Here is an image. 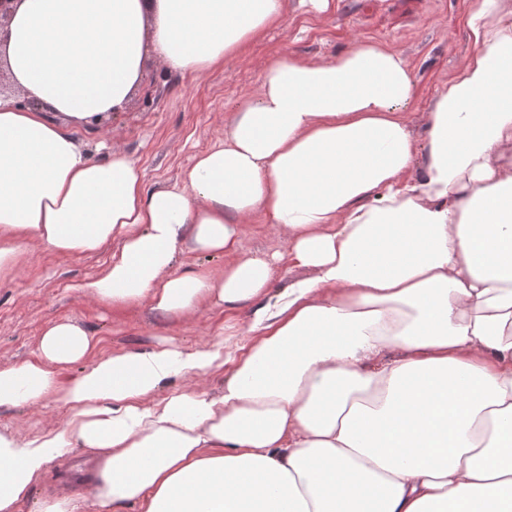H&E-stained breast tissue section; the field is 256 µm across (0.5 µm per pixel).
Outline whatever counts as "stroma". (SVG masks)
Segmentation results:
<instances>
[{
  "label": "stroma",
  "instance_id": "1",
  "mask_svg": "<svg viewBox=\"0 0 512 512\" xmlns=\"http://www.w3.org/2000/svg\"><path fill=\"white\" fill-rule=\"evenodd\" d=\"M469 8L470 0H331L327 12L317 13L306 0H288L281 24L203 74L171 72L149 58L142 85L124 108L99 131L80 130L76 136L89 153L104 144L125 154L140 168L146 188L172 187L181 184L196 154L223 141L238 104L259 89L270 58L322 62L353 41L366 40L397 51L412 70L415 98L406 118L421 140L432 99L474 50L466 26ZM238 254L274 258L273 296L307 274L291 262L287 235L258 220L241 225ZM108 256L105 250L63 256L34 241L24 244L17 264L0 273V369L34 358L43 331L69 321L96 336L104 355L159 347L221 351L225 366L203 377L179 375L166 385L170 391H220L229 361L253 338L252 306L208 304L181 318L147 303L113 312L72 288L73 282L97 275ZM68 415V407L60 404L0 408V431L32 438L61 426ZM80 461L76 448L55 461L34 484L22 512H37L40 500L61 486L79 501L80 512H93L79 477L69 473Z\"/></svg>",
  "mask_w": 512,
  "mask_h": 512
}]
</instances>
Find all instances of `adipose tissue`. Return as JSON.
<instances>
[{"mask_svg":"<svg viewBox=\"0 0 512 512\" xmlns=\"http://www.w3.org/2000/svg\"><path fill=\"white\" fill-rule=\"evenodd\" d=\"M287 0H13L0 72V271L26 241L109 250L79 291L180 317L253 305L257 337L221 394H162L219 352L98 356L60 321L0 369V408H70L28 439L0 433V512H20L65 449L94 512H512V0H471L473 52L433 101L426 141L404 111L401 55L357 41L323 62L269 61L221 144L179 186L94 159L75 132L120 111L147 55L195 75L286 16ZM258 216L313 277L277 302L273 263L171 275L177 248L225 255ZM82 371H66L74 364Z\"/></svg>","mask_w":512,"mask_h":512,"instance_id":"ef3b65f1","label":"adipose tissue"}]
</instances>
